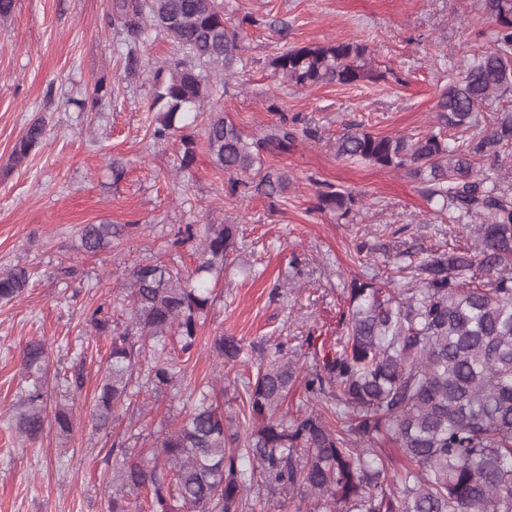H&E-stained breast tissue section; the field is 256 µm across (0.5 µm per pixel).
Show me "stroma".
<instances>
[{
    "instance_id": "stroma-1",
    "label": "stroma",
    "mask_w": 512,
    "mask_h": 512,
    "mask_svg": "<svg viewBox=\"0 0 512 512\" xmlns=\"http://www.w3.org/2000/svg\"><path fill=\"white\" fill-rule=\"evenodd\" d=\"M110 0H16L0 21V269L33 276L15 302L0 303V512H107L115 480L112 447L146 454L166 423L191 408L179 386L146 391L111 429L92 431L87 416L109 350L86 323L99 306L115 322L134 266L162 262L193 271L198 244H176L185 224L238 227L233 262L218 279V299L198 332L187 375L219 386L225 414L243 408L250 366H227L211 352L214 336L287 342L310 368L316 344L334 343L352 277L383 283L396 253L415 257L464 245L469 232L449 226L407 170L337 158L332 144L347 128L378 135L434 129L436 105L468 59L492 44L484 0H223L224 21L243 36V68L227 79L215 109L250 138L280 114L317 129L285 151L262 154V170L286 173L279 195L228 192L195 129V159L181 167L178 138H152L153 73L179 50L159 36L140 48L136 76L105 25ZM354 41L368 46L377 80L310 90L283 83L271 62L292 45ZM43 120L41 143L23 162L13 148ZM354 192L353 221L317 208L322 184ZM130 230L94 255L80 248L86 224ZM366 243L357 255V243ZM31 340L48 348V406L64 399L61 374L81 367L70 402L71 437L46 430L21 437L19 352Z\"/></svg>"
}]
</instances>
